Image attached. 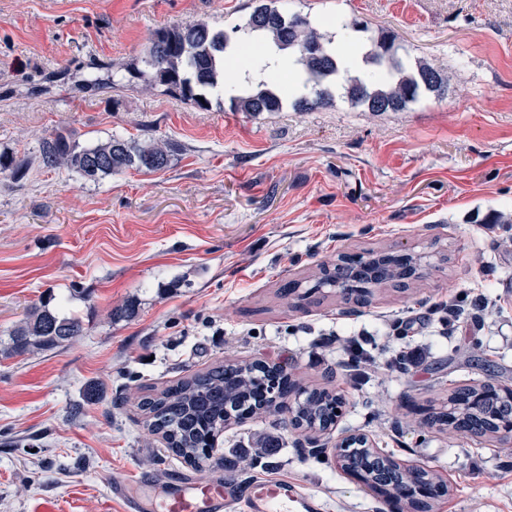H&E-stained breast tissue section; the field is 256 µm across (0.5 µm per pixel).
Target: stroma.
Segmentation results:
<instances>
[{
    "mask_svg": "<svg viewBox=\"0 0 512 512\" xmlns=\"http://www.w3.org/2000/svg\"><path fill=\"white\" fill-rule=\"evenodd\" d=\"M255 0H0V153L27 159L0 175V340L42 301L81 317L63 346L0 355V512H123L121 481L149 497L184 461L138 407L224 360L286 366L304 386L341 389L333 436L363 434L436 471L433 512H512V443L426 425L454 387H512V0H291L333 26L358 17L392 29L414 57L447 71L446 99L406 112L345 101L310 112L201 110L142 91L127 66L158 29L246 18ZM109 65L117 89L37 93L45 74ZM85 147L113 134L172 139L160 172L96 182L39 164L42 137ZM406 247L427 255L402 291L377 288L358 312L314 291L344 252ZM295 281L312 295H283ZM134 301L135 317L111 321ZM463 305L448 321L449 303ZM272 437L254 467L244 459ZM217 453L249 482H300L325 512H392L276 416L229 423Z\"/></svg>",
    "mask_w": 512,
    "mask_h": 512,
    "instance_id": "obj_1",
    "label": "stroma"
}]
</instances>
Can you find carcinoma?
Masks as SVG:
<instances>
[{
    "label": "carcinoma",
    "instance_id": "obj_1",
    "mask_svg": "<svg viewBox=\"0 0 512 512\" xmlns=\"http://www.w3.org/2000/svg\"><path fill=\"white\" fill-rule=\"evenodd\" d=\"M335 24L347 42V53L359 54L362 67L338 59L331 41L308 17L283 13L275 0H259L245 22L232 25L228 31L205 21L155 31L142 66L127 72L145 90L163 86L183 102L206 109L210 105L207 95L224 94L227 72L260 66L261 48L271 43L292 59L294 77L244 87L229 97L232 111L256 115L280 112L290 105L306 112L331 106L339 97L366 112H404L427 97L445 98L448 79L442 70L424 59L411 62L399 56L397 35L392 30L381 27L374 32L357 17L337 19ZM114 84L111 78L95 77L75 84L74 90L96 92ZM178 151L179 145L171 140L147 142L117 135L80 149L56 134L43 139L39 162L46 169H67L95 182L130 169L165 170ZM374 286L379 283L369 281L364 288H345L340 297L345 302L364 304L373 295ZM82 331L79 318L62 315L43 303L26 312L0 352L14 356L55 349ZM273 381L282 396L296 387L303 394L293 406L281 405L283 428L306 434L336 422V401L328 391L302 388L297 381L257 361L217 364L141 396L138 406L146 429L159 436L167 450L182 458L199 478L219 480L224 466L213 460L215 437L229 418L258 420L269 413L266 395ZM477 395L473 386L454 388L448 395L452 412L447 408L434 412L428 426L470 438L500 433L502 421L512 415V404L495 393L479 400ZM343 458L365 481L391 491L438 483L433 471L384 459L371 448H348Z\"/></svg>",
    "mask_w": 512,
    "mask_h": 512
}]
</instances>
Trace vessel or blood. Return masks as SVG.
Masks as SVG:
<instances>
[{"label": "vessel or blood", "mask_w": 512, "mask_h": 512, "mask_svg": "<svg viewBox=\"0 0 512 512\" xmlns=\"http://www.w3.org/2000/svg\"><path fill=\"white\" fill-rule=\"evenodd\" d=\"M240 499L247 512H320L322 505L300 485L271 480L246 484ZM236 499L226 483L199 480L174 484L161 502L163 512H230Z\"/></svg>", "instance_id": "vessel-or-blood-1"}]
</instances>
